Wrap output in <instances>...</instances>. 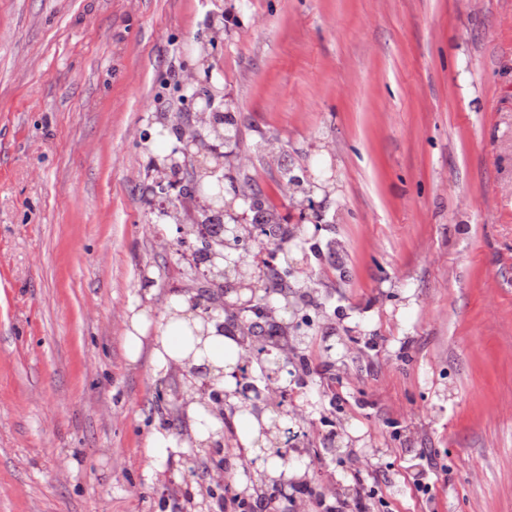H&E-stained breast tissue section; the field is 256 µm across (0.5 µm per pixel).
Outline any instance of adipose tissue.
<instances>
[{
	"instance_id": "1",
	"label": "adipose tissue",
	"mask_w": 512,
	"mask_h": 512,
	"mask_svg": "<svg viewBox=\"0 0 512 512\" xmlns=\"http://www.w3.org/2000/svg\"><path fill=\"white\" fill-rule=\"evenodd\" d=\"M192 314L183 298L172 296L165 303L163 319L151 327L146 311L132 312L126 331L124 348L127 360L137 363L142 354H149L155 372L168 373L176 367H190L209 359L216 376H223L224 350L232 340L226 336H207L202 349H194L185 327Z\"/></svg>"
}]
</instances>
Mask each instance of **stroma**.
Wrapping results in <instances>:
<instances>
[{
	"mask_svg": "<svg viewBox=\"0 0 512 512\" xmlns=\"http://www.w3.org/2000/svg\"><path fill=\"white\" fill-rule=\"evenodd\" d=\"M190 71L237 114L227 173L284 223L280 166L330 178L305 236L336 348L289 401L318 439L335 413L344 454L311 483L512 512V0H0V512H217L204 445L149 455L164 379L124 350L129 308L159 323L188 281L140 194L147 118Z\"/></svg>",
	"mask_w": 512,
	"mask_h": 512,
	"instance_id": "obj_1",
	"label": "stroma"
}]
</instances>
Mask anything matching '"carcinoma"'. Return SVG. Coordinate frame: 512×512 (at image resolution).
Returning a JSON list of instances; mask_svg holds the SVG:
<instances>
[{
  "instance_id": "cac0c4a2",
  "label": "carcinoma",
  "mask_w": 512,
  "mask_h": 512,
  "mask_svg": "<svg viewBox=\"0 0 512 512\" xmlns=\"http://www.w3.org/2000/svg\"><path fill=\"white\" fill-rule=\"evenodd\" d=\"M181 106L169 104L157 109L149 117V126L159 136L170 133L179 137V122L189 115L184 104L193 105V97L180 95ZM202 139L194 151L205 170L198 179L182 176L176 198L170 197L173 178V155L179 142L150 156L148 182L141 189V198L147 204L158 201L151 211L152 224L157 227L177 226V250L189 251L195 268L202 269V279L192 291L186 292L189 309L202 325L206 317L216 318L218 332L236 339V347L224 349V357L235 361L242 382L237 394H225L220 381L209 374L208 366L201 364L181 379L170 378L168 388L156 393L159 409L180 412L185 404L184 388L189 379L202 387L200 400L216 409L223 430L211 448L221 452L229 448L243 456L234 431L237 415L252 417L258 424L254 445L266 455H274L282 471L295 470L316 454L308 433L299 430L288 409V379L305 384L311 376V350L319 345L329 354L335 344L331 335L320 334L317 319L309 310H317L322 303L315 295L316 280L309 272L297 271L298 263L290 257L286 243H297L303 238L302 225L284 224L259 184L244 175L238 179L224 172V160L210 156L207 144L221 139L240 142L241 130L232 112H207L200 118ZM284 190H298L310 194L313 185L291 170H284ZM240 182V193L228 199L224 181ZM242 202L252 213V223L229 226V210ZM246 273V282L254 283L255 293L246 292L245 299L252 304L237 309L235 288ZM254 494L273 503L282 494L281 484L275 479L260 477Z\"/></svg>"
}]
</instances>
